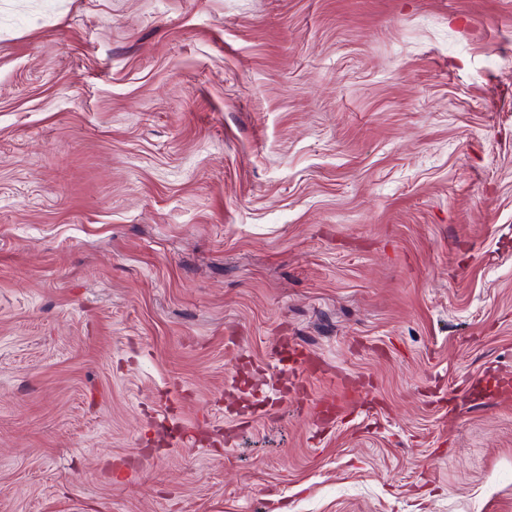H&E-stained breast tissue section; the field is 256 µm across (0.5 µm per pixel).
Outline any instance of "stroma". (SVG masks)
<instances>
[{
	"mask_svg": "<svg viewBox=\"0 0 512 512\" xmlns=\"http://www.w3.org/2000/svg\"><path fill=\"white\" fill-rule=\"evenodd\" d=\"M0 512H512V0H0ZM295 359L291 362L280 361L282 365H279L277 361V365L275 367H279L281 372L290 373V375H302L304 372L311 371L313 369L311 360L312 356L310 352L305 347H297L294 350Z\"/></svg>",
	"mask_w": 512,
	"mask_h": 512,
	"instance_id": "35a3bbf8",
	"label": "stroma"
}]
</instances>
